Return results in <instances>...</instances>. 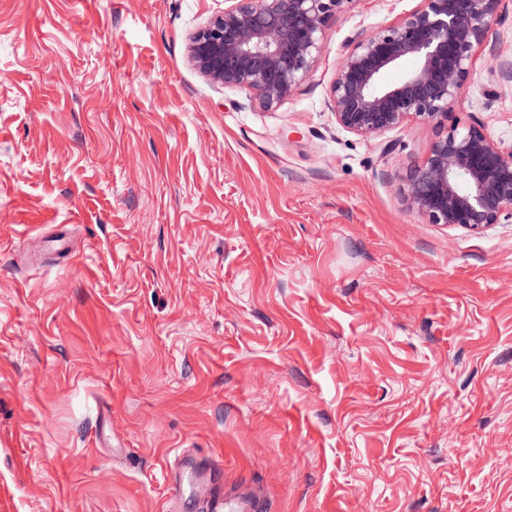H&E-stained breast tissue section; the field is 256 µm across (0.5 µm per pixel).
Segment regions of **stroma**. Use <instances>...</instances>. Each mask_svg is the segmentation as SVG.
<instances>
[{
    "label": "stroma",
    "instance_id": "1",
    "mask_svg": "<svg viewBox=\"0 0 512 512\" xmlns=\"http://www.w3.org/2000/svg\"><path fill=\"white\" fill-rule=\"evenodd\" d=\"M234 0H0V512H512V223H429L437 137L328 87L353 0L277 107L189 36ZM512 0L449 122L512 142Z\"/></svg>",
    "mask_w": 512,
    "mask_h": 512
}]
</instances>
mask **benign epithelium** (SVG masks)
Returning a JSON list of instances; mask_svg holds the SVG:
<instances>
[{"instance_id": "1", "label": "benign epithelium", "mask_w": 512, "mask_h": 512, "mask_svg": "<svg viewBox=\"0 0 512 512\" xmlns=\"http://www.w3.org/2000/svg\"><path fill=\"white\" fill-rule=\"evenodd\" d=\"M353 0H236L190 38L188 60L210 83L252 92L270 109L312 73L330 23ZM498 0H420L413 10L347 43L328 88L336 123L365 139L408 120L439 135L402 179L406 207L432 224L478 229L512 222V144L479 126L445 124L470 74ZM412 59L401 80L383 74Z\"/></svg>"}]
</instances>
